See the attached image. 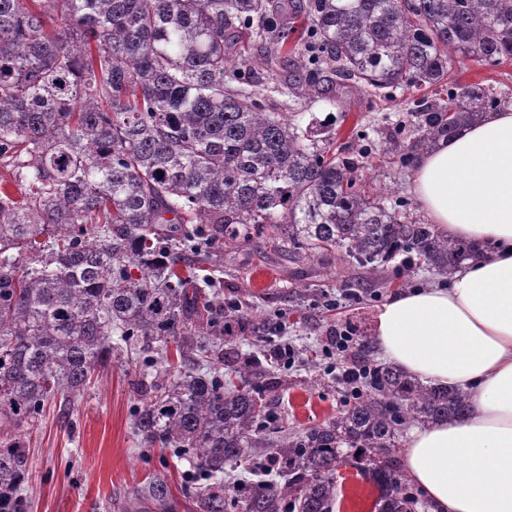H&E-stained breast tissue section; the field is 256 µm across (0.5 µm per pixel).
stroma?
<instances>
[{
  "instance_id": "1",
  "label": "stroma",
  "mask_w": 512,
  "mask_h": 512,
  "mask_svg": "<svg viewBox=\"0 0 512 512\" xmlns=\"http://www.w3.org/2000/svg\"><path fill=\"white\" fill-rule=\"evenodd\" d=\"M481 84L512 105V60L490 66L468 57L456 60L447 88ZM438 87H404L389 97L350 90L340 101L273 95L276 111L330 132L338 155L357 159L367 195L396 206L410 197L411 171L374 149L398 127L409 125L419 100L435 99ZM199 292L208 309L197 317L199 336H214L212 317L224 321V340L243 353L266 356L288 347L294 356L270 366L276 382L267 395V441L279 442L325 424L354 401L343 378L360 352L359 340L373 336L379 310L394 294L445 282V275L421 260L395 258L372 268L332 249L293 258L288 237L264 230L250 243L230 245L210 269ZM351 336L347 350L336 348L337 332ZM180 366L176 350L162 344L141 347L130 362L113 360L97 370L80 394L59 395L47 403L36 425L19 429L0 421V442L20 439L30 450L33 476L24 493L30 512H123L133 490L152 473L164 471L177 512H200L195 488L210 478L171 452L145 448L133 418L140 405L133 387L140 368L163 378L165 365ZM268 449H257L251 469L224 467V482L238 488L261 480L281 481ZM340 512H378V488L368 479L338 480Z\"/></svg>"
}]
</instances>
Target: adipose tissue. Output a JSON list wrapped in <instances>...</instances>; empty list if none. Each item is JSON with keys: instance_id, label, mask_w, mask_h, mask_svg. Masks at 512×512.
I'll list each match as a JSON object with an SVG mask.
<instances>
[{"instance_id": "adipose-tissue-1", "label": "adipose tissue", "mask_w": 512, "mask_h": 512, "mask_svg": "<svg viewBox=\"0 0 512 512\" xmlns=\"http://www.w3.org/2000/svg\"><path fill=\"white\" fill-rule=\"evenodd\" d=\"M410 191L441 234L482 252L378 314L383 358L469 395L465 417L410 433L404 469L434 512H512V109L421 156Z\"/></svg>"}]
</instances>
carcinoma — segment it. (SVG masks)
<instances>
[{
  "instance_id": "cac0c4a2",
  "label": "carcinoma",
  "mask_w": 512,
  "mask_h": 512,
  "mask_svg": "<svg viewBox=\"0 0 512 512\" xmlns=\"http://www.w3.org/2000/svg\"><path fill=\"white\" fill-rule=\"evenodd\" d=\"M0 0V420L33 425L64 388L83 389L125 343L174 341L191 366L141 377V444L189 454L205 473L262 443L263 361L192 335L198 292L187 247L247 243L267 227L294 249L340 248L362 266L413 253L451 275L479 252L369 197L358 161L328 154L313 125L273 112L258 88L288 66L294 97L339 98L344 80L388 94L448 80L458 56L512 59V0ZM259 59L235 74L246 36ZM502 98L480 84L425 103L383 146L403 167L480 122ZM202 224L204 230L193 228ZM43 241H38L41 236ZM355 401L285 439L284 484L196 491L201 512H335L348 454L381 492L379 512L423 507L397 466L399 437L468 411L467 393L371 364ZM27 449L0 443V512H29ZM129 512H176L167 476L134 488Z\"/></svg>"
}]
</instances>
